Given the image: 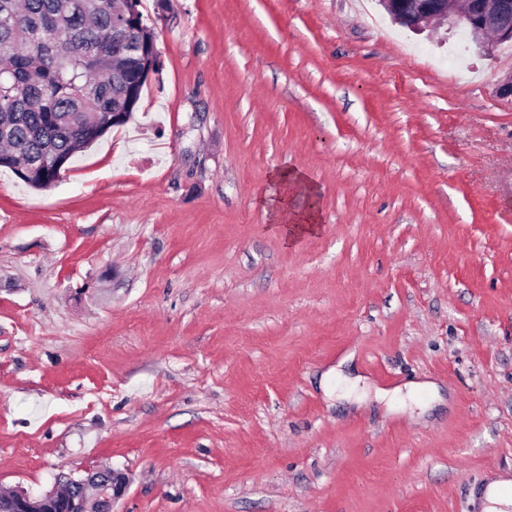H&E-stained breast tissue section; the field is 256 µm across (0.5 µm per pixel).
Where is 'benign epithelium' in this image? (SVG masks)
Wrapping results in <instances>:
<instances>
[{"instance_id":"benign-epithelium-1","label":"benign epithelium","mask_w":512,"mask_h":512,"mask_svg":"<svg viewBox=\"0 0 512 512\" xmlns=\"http://www.w3.org/2000/svg\"><path fill=\"white\" fill-rule=\"evenodd\" d=\"M391 21L413 31L432 20H448L451 27L463 26L478 46L489 51L494 46L512 42V0H495L488 4L474 0L465 15H457L455 0H379ZM112 53L120 54L129 43L130 36L137 34L138 54L141 66L134 72L126 88L127 103L136 100L140 88L147 84L160 66V56L155 38L146 36L147 29L133 9L120 8L113 12ZM98 472L112 478V482L100 481L98 499L106 502V512H114L115 503L125 494L127 480L123 473L110 467ZM95 503L82 491L73 496L60 497L54 487L40 496H32L18 490L8 496H0V512H93Z\"/></svg>"}]
</instances>
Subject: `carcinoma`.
Listing matches in <instances>:
<instances>
[{
	"mask_svg": "<svg viewBox=\"0 0 512 512\" xmlns=\"http://www.w3.org/2000/svg\"><path fill=\"white\" fill-rule=\"evenodd\" d=\"M0 0V165L39 167L49 155H74L94 142L83 126L112 111L123 62L99 56L112 41L114 0Z\"/></svg>",
	"mask_w": 512,
	"mask_h": 512,
	"instance_id": "carcinoma-1",
	"label": "carcinoma"
}]
</instances>
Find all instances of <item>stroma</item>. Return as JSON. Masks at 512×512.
Listing matches in <instances>:
<instances>
[{
    "label": "stroma",
    "mask_w": 512,
    "mask_h": 512,
    "mask_svg": "<svg viewBox=\"0 0 512 512\" xmlns=\"http://www.w3.org/2000/svg\"><path fill=\"white\" fill-rule=\"evenodd\" d=\"M159 75L51 188L0 168V491L482 512L512 469V45L375 0H143ZM278 168L320 196L288 243ZM392 389L337 394L325 373ZM275 190L267 200L265 210L273 224L288 240L303 235L316 234L320 230L319 205L316 190L308 183L305 175L299 171L278 169L270 175ZM307 195L310 203L306 204ZM297 196L301 202L298 213L291 209L290 200ZM105 477L103 480L99 477H95L92 480L100 481L99 491H98V499L103 502L106 501V511L112 512L114 511L115 503L125 494L127 489V480L123 473L118 472L110 467H102L97 471ZM112 476V484L106 482L107 477Z\"/></svg>",
    "instance_id": "1"
}]
</instances>
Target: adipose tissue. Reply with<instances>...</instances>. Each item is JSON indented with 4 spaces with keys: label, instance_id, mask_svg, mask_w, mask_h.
Instances as JSON below:
<instances>
[{
    "label": "adipose tissue",
    "instance_id": "1",
    "mask_svg": "<svg viewBox=\"0 0 512 512\" xmlns=\"http://www.w3.org/2000/svg\"><path fill=\"white\" fill-rule=\"evenodd\" d=\"M274 190L265 209L286 239L312 235L320 230L319 205L314 188L301 172L278 169L271 173Z\"/></svg>",
    "mask_w": 512,
    "mask_h": 512
}]
</instances>
